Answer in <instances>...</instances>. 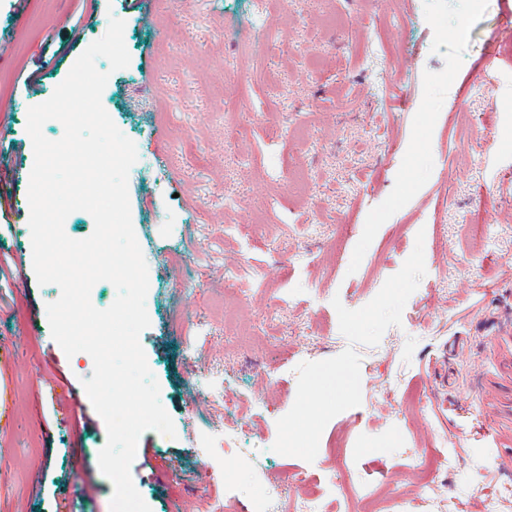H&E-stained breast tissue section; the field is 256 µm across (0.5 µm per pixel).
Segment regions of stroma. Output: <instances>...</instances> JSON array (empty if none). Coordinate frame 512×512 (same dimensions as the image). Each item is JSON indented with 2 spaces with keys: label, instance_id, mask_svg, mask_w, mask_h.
Masks as SVG:
<instances>
[{
  "label": "stroma",
  "instance_id": "35a3bbf8",
  "mask_svg": "<svg viewBox=\"0 0 512 512\" xmlns=\"http://www.w3.org/2000/svg\"><path fill=\"white\" fill-rule=\"evenodd\" d=\"M75 3L0 0L14 147L0 183L19 209L0 254L32 256L29 107L122 19L129 66H96L137 148L140 343L176 430L138 442L130 472L151 512H205L216 462L199 448L220 429L242 450L225 467L244 455L261 468L225 488V512H255L262 483L299 472L314 512H357L375 492L383 512H485L512 481V0H101L76 38ZM491 51L502 68L489 74ZM22 69L39 76L34 94L14 85ZM487 222L490 251L474 232ZM26 277L0 288V512H110L106 426L90 405L71 423L57 395L93 360L51 336L59 287ZM229 288L247 306L234 333ZM446 440L459 464L420 498L412 460ZM148 455L171 466L165 489Z\"/></svg>",
  "mask_w": 512,
  "mask_h": 512
}]
</instances>
